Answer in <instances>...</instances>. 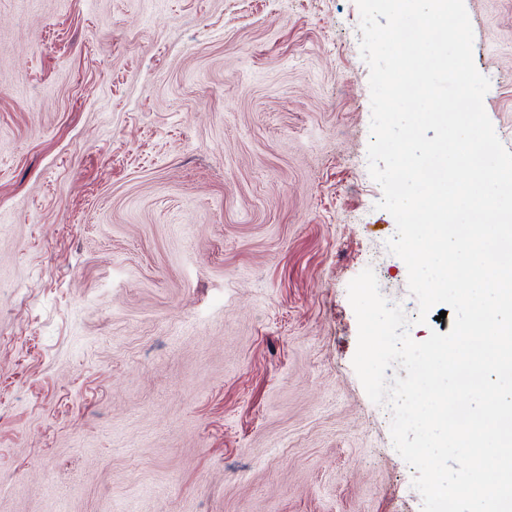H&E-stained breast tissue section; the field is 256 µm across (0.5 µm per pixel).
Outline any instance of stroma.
<instances>
[{"label":"stroma","mask_w":512,"mask_h":512,"mask_svg":"<svg viewBox=\"0 0 512 512\" xmlns=\"http://www.w3.org/2000/svg\"><path fill=\"white\" fill-rule=\"evenodd\" d=\"M512 151V0H465ZM356 0H0V512H421L352 364L416 323Z\"/></svg>","instance_id":"1"}]
</instances>
